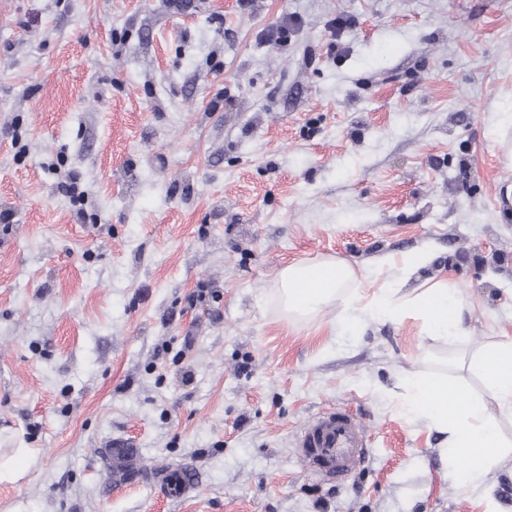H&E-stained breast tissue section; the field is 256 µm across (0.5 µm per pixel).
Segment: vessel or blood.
Here are the masks:
<instances>
[{
    "label": "vessel or blood",
    "instance_id": "b4317fda",
    "mask_svg": "<svg viewBox=\"0 0 512 512\" xmlns=\"http://www.w3.org/2000/svg\"><path fill=\"white\" fill-rule=\"evenodd\" d=\"M369 444L370 435L356 414L333 407L301 427L296 446L316 475L341 482L365 462Z\"/></svg>",
    "mask_w": 512,
    "mask_h": 512
}]
</instances>
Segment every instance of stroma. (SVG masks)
I'll return each instance as SVG.
<instances>
[{"label":"stroma","mask_w":512,"mask_h":512,"mask_svg":"<svg viewBox=\"0 0 512 512\" xmlns=\"http://www.w3.org/2000/svg\"><path fill=\"white\" fill-rule=\"evenodd\" d=\"M511 94L512 0H0V455L36 456L0 512H512V447L462 487L397 409L444 356L481 392L512 336ZM423 251L402 290L448 276L464 341L273 296L332 257L364 305ZM336 405L369 458L328 483L294 443ZM116 448L191 488L114 481Z\"/></svg>","instance_id":"stroma-1"}]
</instances>
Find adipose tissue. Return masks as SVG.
Listing matches in <instances>:
<instances>
[{
  "instance_id": "1",
  "label": "adipose tissue",
  "mask_w": 512,
  "mask_h": 512,
  "mask_svg": "<svg viewBox=\"0 0 512 512\" xmlns=\"http://www.w3.org/2000/svg\"><path fill=\"white\" fill-rule=\"evenodd\" d=\"M368 275L367 269L333 258L288 264L275 275V294L287 316L305 318L329 304L351 303ZM466 307L457 289L440 278L407 297L384 294L374 311L395 318L415 315L427 335L459 340L469 334ZM476 366L488 397L512 415V339L489 344L479 353ZM403 383V411L427 421L443 436L440 459L445 477L464 487L478 483L498 463L502 446L499 429L487 416L483 400L456 385L444 369L421 377L404 376Z\"/></svg>"
}]
</instances>
